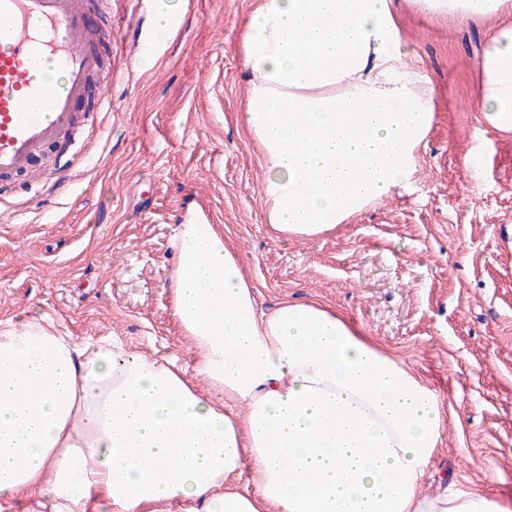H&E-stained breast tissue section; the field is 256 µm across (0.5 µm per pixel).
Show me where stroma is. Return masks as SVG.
<instances>
[{
	"mask_svg": "<svg viewBox=\"0 0 512 512\" xmlns=\"http://www.w3.org/2000/svg\"><path fill=\"white\" fill-rule=\"evenodd\" d=\"M251 0H185L151 68V10L114 0L105 51L117 78L102 134L52 202L48 180L0 182V323L41 310L76 340L117 337L175 358L169 242L190 206L238 249L259 304L320 301L414 371L444 410L422 489L447 483L512 510V134L476 107L494 23L398 0L402 47L432 83L433 121L404 187L332 231L284 240L267 222L268 171L243 124L241 43Z\"/></svg>",
	"mask_w": 512,
	"mask_h": 512,
	"instance_id": "35a3bbf8",
	"label": "stroma"
}]
</instances>
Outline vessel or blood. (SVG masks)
I'll list each match as a JSON object with an SVG mask.
<instances>
[{"mask_svg": "<svg viewBox=\"0 0 512 512\" xmlns=\"http://www.w3.org/2000/svg\"><path fill=\"white\" fill-rule=\"evenodd\" d=\"M94 13L111 15L112 0H0V178L36 173L90 89L98 91L90 115L111 107L113 75L91 31ZM42 62L64 81H45Z\"/></svg>", "mask_w": 512, "mask_h": 512, "instance_id": "vessel-or-blood-1", "label": "vessel or blood"}]
</instances>
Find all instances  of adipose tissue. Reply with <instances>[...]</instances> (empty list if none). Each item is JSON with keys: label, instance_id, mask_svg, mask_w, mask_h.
<instances>
[{"label": "adipose tissue", "instance_id": "ef3b65f1", "mask_svg": "<svg viewBox=\"0 0 512 512\" xmlns=\"http://www.w3.org/2000/svg\"><path fill=\"white\" fill-rule=\"evenodd\" d=\"M414 2L502 16L478 108L512 134V0ZM242 53L281 236H319L409 181L433 112L396 0H255ZM171 248V310L207 392L173 359L75 341L45 314L0 323V512H508L454 484L422 493L441 404L352 322L319 302L258 308L198 212Z\"/></svg>", "mask_w": 512, "mask_h": 512}]
</instances>
